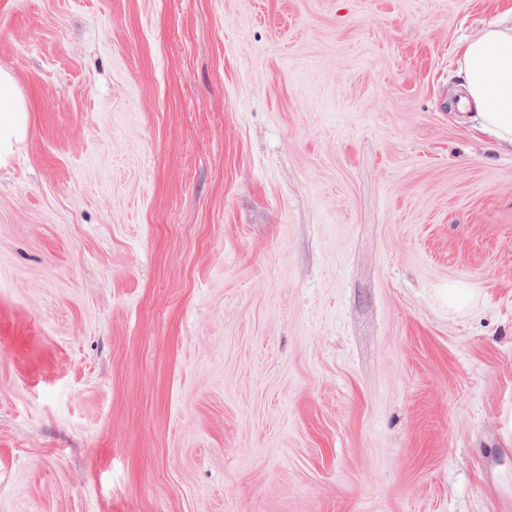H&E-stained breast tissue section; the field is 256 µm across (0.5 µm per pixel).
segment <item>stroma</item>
Wrapping results in <instances>:
<instances>
[{"label": "stroma", "mask_w": 512, "mask_h": 512, "mask_svg": "<svg viewBox=\"0 0 512 512\" xmlns=\"http://www.w3.org/2000/svg\"><path fill=\"white\" fill-rule=\"evenodd\" d=\"M511 7L0 0V512H500ZM461 60L466 87L459 109L512 150V18L464 43ZM28 107L14 77L0 71V164L28 133Z\"/></svg>", "instance_id": "stroma-1"}]
</instances>
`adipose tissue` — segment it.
Listing matches in <instances>:
<instances>
[{
    "mask_svg": "<svg viewBox=\"0 0 512 512\" xmlns=\"http://www.w3.org/2000/svg\"><path fill=\"white\" fill-rule=\"evenodd\" d=\"M465 93L459 100L476 128L512 148V22L483 30L461 48ZM28 133V107L14 77L0 71V163Z\"/></svg>",
    "mask_w": 512,
    "mask_h": 512,
    "instance_id": "obj_1",
    "label": "adipose tissue"
}]
</instances>
